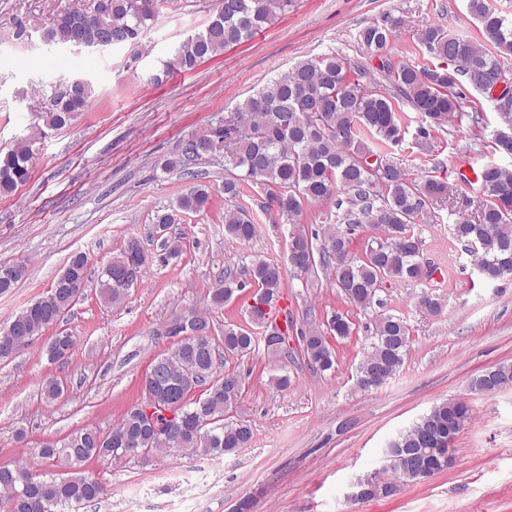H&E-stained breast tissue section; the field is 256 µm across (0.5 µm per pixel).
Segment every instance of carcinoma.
<instances>
[{
	"instance_id": "carcinoma-1",
	"label": "carcinoma",
	"mask_w": 512,
	"mask_h": 512,
	"mask_svg": "<svg viewBox=\"0 0 512 512\" xmlns=\"http://www.w3.org/2000/svg\"><path fill=\"white\" fill-rule=\"evenodd\" d=\"M291 4L292 0H220L205 28L178 44L163 73L190 71L205 59L251 40ZM160 5L161 0H94L86 10L68 6L43 32V41L96 48L106 27L120 44L136 47L155 23ZM468 7L480 24L481 38L462 37L440 26H430L423 34L427 52L435 59L452 62V69L426 62L384 63L385 78L394 88L391 94L343 57L301 60L238 104L224 118V125L185 138L180 154L165 160L162 169H183L188 161L211 155L214 146L223 143L224 164L234 170L224 179V234L242 245L258 234V225L239 204L251 184L267 189L266 211L293 225L305 205L336 200L337 208H345L342 223L328 228L324 236L326 245L336 252L326 245L316 246L305 234L299 243L313 255L312 264L290 272L307 278L332 266L334 284L350 304L363 311L383 307L379 298L383 283L417 282L432 276L433 269L416 246L422 241L416 231L417 220L430 207L448 199V184L432 175L410 178L403 168L360 147V130L376 134L386 144L401 142L405 130L392 101L395 95L410 103L427 122L419 127L417 138L432 140L434 132L444 130L454 115L463 114L465 93L461 87L466 85L491 102L496 112L499 134L493 140L494 151L512 155V136L500 135L502 131L512 133V105L498 107L488 88L493 74L505 65L506 57L512 56V21L489 0H468ZM89 11L98 14L99 23H82V16ZM394 24V20L371 24L360 31L359 39L365 47L381 51ZM488 42L496 52L486 48ZM93 92L92 84L85 81L73 96L54 93V109L46 116L47 125L60 128L73 114L85 111ZM32 157V146L27 142L0 156L1 196L12 195L29 179ZM479 179L484 198L477 220L459 221L452 232L458 240L474 243L470 256L484 276L512 274V169L487 163L481 167ZM341 194L346 199H340ZM209 200L205 186H193L157 214L155 223L175 224L180 216L205 209ZM365 224L376 235L369 237L362 254L355 257L351 255L354 235ZM182 246L180 235L165 240L164 252L155 260L168 263L179 256ZM87 262L86 254H72L51 287L0 327V361L12 358L72 309L76 301L68 293V285L85 281ZM107 267L112 276H100L97 296L115 305L142 280L150 262L140 240L130 237ZM246 272L255 288L246 324H226L219 330L211 315L246 288L245 281L227 269L212 288L210 309L188 310L185 316L190 323L182 336L154 359L161 374L144 401L127 410L108 431L86 426L61 440L40 445L39 457L60 466L63 472L35 474L23 460L0 464V512H69L78 504L101 499L106 487L84 465L92 460L135 458L132 448L137 441L150 442L153 455L173 449L204 456L227 455L247 447L253 437L251 426L226 418L239 390L224 383L217 371L226 358H243L259 348L257 330L273 325L270 312L282 299L285 273L277 263L259 255ZM24 275V266H8V277L0 278V293L10 291ZM371 325V341L356 367V383L361 389L372 370L382 371L379 386L392 378L402 367L410 344L407 323L399 317L380 313ZM205 329L212 335L196 334ZM352 331V323L337 312L326 328L312 326L300 331L299 347L316 369L330 371L336 359L331 340L346 339ZM76 346V337L61 330L47 344L48 360L65 362ZM200 381L211 383L208 391L199 397L189 396L172 416H166L162 406L167 384L184 383L192 388ZM508 386H512L509 362L490 367L471 380V389L483 393ZM150 405L156 407V422L167 428L170 439H153L144 419V408ZM470 417V406L460 399L432 406L389 440L382 471L357 479L362 496L367 500L390 497L391 487L402 481L396 462L403 456L415 457L427 471L448 468L447 447L442 441L459 434Z\"/></svg>"
}]
</instances>
